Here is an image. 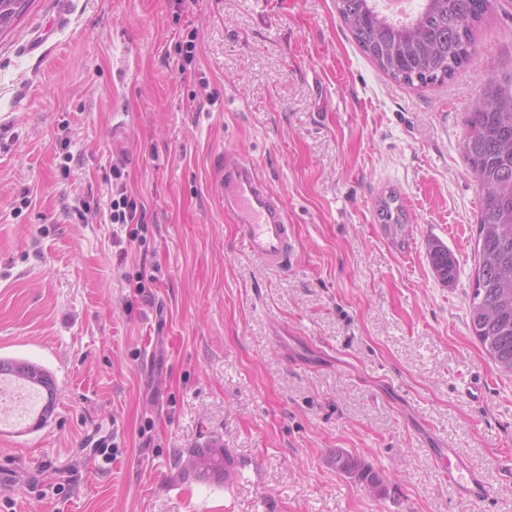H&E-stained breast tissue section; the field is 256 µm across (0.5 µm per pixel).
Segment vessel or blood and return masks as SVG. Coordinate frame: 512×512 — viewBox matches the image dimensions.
I'll return each mask as SVG.
<instances>
[{
  "instance_id": "obj_1",
  "label": "vessel or blood",
  "mask_w": 512,
  "mask_h": 512,
  "mask_svg": "<svg viewBox=\"0 0 512 512\" xmlns=\"http://www.w3.org/2000/svg\"><path fill=\"white\" fill-rule=\"evenodd\" d=\"M215 192L224 211L238 224L246 248L272 266L288 268L292 263L293 227L279 195L260 176L253 162L235 151H225ZM440 472L465 498L483 501L487 488L475 469L455 451L440 454Z\"/></svg>"
}]
</instances>
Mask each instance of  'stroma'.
<instances>
[{
	"instance_id": "stroma-1",
	"label": "stroma",
	"mask_w": 512,
	"mask_h": 512,
	"mask_svg": "<svg viewBox=\"0 0 512 512\" xmlns=\"http://www.w3.org/2000/svg\"><path fill=\"white\" fill-rule=\"evenodd\" d=\"M491 2L473 60L421 88L378 69L337 0H31L0 35V358L42 364L58 395L40 427L0 423V512H512V376L470 327L481 194L462 154L512 72V5ZM228 149L283 199L288 269L224 213ZM116 167L146 207L135 238L110 219ZM212 442L224 477H183ZM448 446L484 501L439 479ZM339 449L383 491L337 472ZM399 197L391 192L388 196L381 198L378 204V216L381 224H394L396 230H402V224H406V216L403 206L398 204ZM429 259L436 276L443 282H452L457 273L455 258L448 247L435 244L430 247Z\"/></svg>"
}]
</instances>
